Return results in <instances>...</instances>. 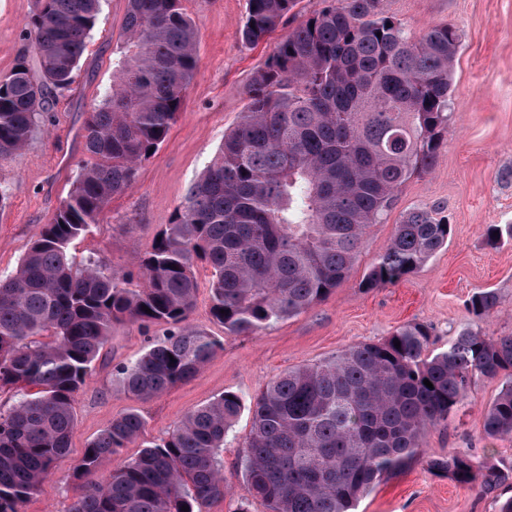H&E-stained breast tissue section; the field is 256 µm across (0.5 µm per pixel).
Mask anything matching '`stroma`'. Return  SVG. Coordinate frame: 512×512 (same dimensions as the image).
<instances>
[{
    "instance_id": "1",
    "label": "stroma",
    "mask_w": 512,
    "mask_h": 512,
    "mask_svg": "<svg viewBox=\"0 0 512 512\" xmlns=\"http://www.w3.org/2000/svg\"><path fill=\"white\" fill-rule=\"evenodd\" d=\"M182 5L196 28L199 58L182 110L164 143L141 165L132 187L114 195L97 224L71 245L73 254L112 271L136 273V257L149 251L157 231L172 222L225 133L239 122L254 74L311 9L309 0H301L297 17L250 46L241 38L247 0H183ZM38 6V0H0V76L11 71L18 57L36 64L34 40L25 24ZM385 8L412 36L434 25L453 26L460 35L450 77V121L431 171L401 187L384 222L369 228L351 274L339 288L300 314L251 335L227 334L212 319L211 270L197 266L199 288L189 323L220 340L221 346L195 377L157 397H129L116 369L135 361L151 338L164 333V326L114 324L102 358L75 396L71 447L25 503L24 512H67L79 492L76 460L90 440L128 409H137L145 421L142 440L99 466L94 480H105L114 465L138 454L142 442L166 437L187 412L224 392L251 402L278 374L351 345L383 341L406 323L429 325L434 349L446 348L458 331L474 325L466 303L476 290L491 289L499 297L482 325L486 335H512V240H487L489 225L512 224V0H385ZM126 11L127 0H101L71 88L45 113L29 144L0 160V181L11 188L0 206V275L16 270L88 158L86 121L111 90L125 56ZM421 208H436L447 216V245L396 284L360 288L401 217ZM501 383L498 377L477 379L465 407L428 429L417 458L363 496L355 512H499L512 489H491L479 480L460 484L432 473L428 462L449 449L466 448L478 460L512 464V437L491 440L483 430L484 413ZM250 430L251 412L246 409L220 452L224 496L207 512H233L241 503L249 512H268L265 503L253 498L243 475Z\"/></svg>"
}]
</instances>
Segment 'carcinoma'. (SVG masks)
<instances>
[{"mask_svg":"<svg viewBox=\"0 0 512 512\" xmlns=\"http://www.w3.org/2000/svg\"><path fill=\"white\" fill-rule=\"evenodd\" d=\"M99 2L39 0L27 24L39 73L22 58L0 77L1 160L27 145L55 93L72 84ZM300 2L247 0L243 41H264ZM124 31L127 53L112 92L85 125L90 160L16 271L0 276V391L15 399L0 412V512H22L67 453L74 397L114 323L167 326L118 368L131 398L151 399L193 377L220 346L188 325L198 264L212 270L210 314L231 335L301 313L348 278L367 230L384 220L404 183L432 168L448 127L456 29L434 26L415 39L383 0H316L254 75L240 121L157 233L161 240L138 258L135 283L77 258L70 244L165 141L197 71V34L182 0H128ZM449 231L434 209L406 213L360 287L399 282L446 245ZM497 304L489 289L468 300L479 321ZM430 339L429 326L407 323L382 342L268 382L254 398L243 455L253 496L269 512H352L417 455L424 432L461 407L479 376L503 377L484 414L485 435L512 436V335L490 339L465 328L438 352ZM243 408L226 392L189 411L105 481L85 484L69 512H205L224 497L219 451ZM143 431L135 409L114 418L88 443L74 476H90ZM479 466L463 450L429 462L461 484ZM509 483L512 467L485 474L490 487Z\"/></svg>","mask_w":512,"mask_h":512,"instance_id":"1","label":"carcinoma"}]
</instances>
